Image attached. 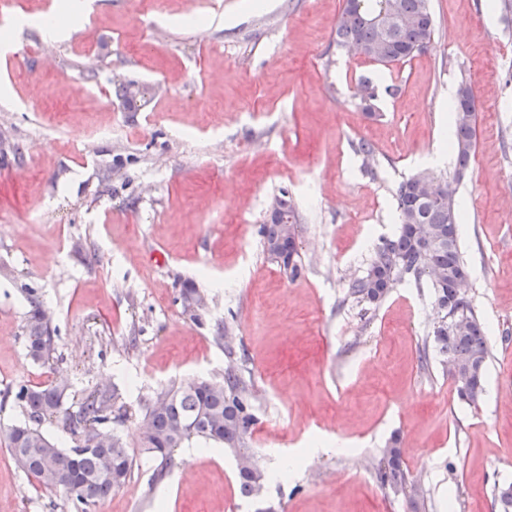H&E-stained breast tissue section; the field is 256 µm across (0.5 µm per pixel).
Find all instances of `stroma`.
<instances>
[{
    "label": "stroma",
    "instance_id": "35a3bbf8",
    "mask_svg": "<svg viewBox=\"0 0 512 512\" xmlns=\"http://www.w3.org/2000/svg\"><path fill=\"white\" fill-rule=\"evenodd\" d=\"M504 0H429L432 47L384 67L337 49L345 0H94L68 39L30 26L0 58V427L23 422L20 381L105 385L141 410L185 379L224 380L223 331L247 361L266 473L241 495L230 450L188 449L157 486L139 418L116 425L134 457L94 512H410L373 465L399 435L426 512H499L512 485V9ZM377 79L373 112L361 104ZM468 80L475 150L456 184L468 295L491 356L485 393L457 401L437 352L429 282H405L375 309L347 299L396 190L434 161ZM147 90L134 108L128 83ZM367 141L371 157L353 145ZM288 193L305 265L289 280L259 228ZM205 295L185 311L187 284ZM55 331L51 364L27 355V289ZM324 447L306 457L315 441ZM345 451H337V442ZM0 512H74L39 488L0 442Z\"/></svg>",
    "mask_w": 512,
    "mask_h": 512
}]
</instances>
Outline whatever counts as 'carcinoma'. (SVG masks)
I'll return each mask as SVG.
<instances>
[{
  "label": "carcinoma",
  "mask_w": 512,
  "mask_h": 512,
  "mask_svg": "<svg viewBox=\"0 0 512 512\" xmlns=\"http://www.w3.org/2000/svg\"><path fill=\"white\" fill-rule=\"evenodd\" d=\"M347 0L335 24L336 47L355 48L361 56L382 66L405 62L427 51L435 34V19L428 0ZM392 13L396 21L381 27L370 17ZM453 129L449 149L455 157V176L467 170L474 145L477 100L472 86L461 80L450 107ZM439 182L436 196L424 186ZM450 182L433 173H420L401 182L396 191V233L376 245L363 274L347 284L348 296L378 305L399 283L429 280L434 293L438 322L432 342L443 363L455 365L457 397L477 405L485 392V370L491 350L486 329L467 291L469 268L458 242V214ZM275 211L260 226L267 257L278 262L288 278L298 279L304 267L298 252L299 215L287 193L273 202ZM30 310L25 324L27 351L35 363L46 364L55 353L50 322L38 293L28 289ZM224 383L187 380L172 383L144 404L140 448L159 461L156 477L164 476L177 448H190L196 441L231 449L236 456V480L244 496H257L265 484V471L250 448L258 418L251 402L249 384L242 375L246 354L224 347ZM65 386L50 383L30 387L19 384L14 398L25 412L21 425L0 429L17 467L28 479L50 491L65 494L75 512L91 508L108 498L126 481L133 456L112 425L128 417L125 405L117 404L116 391L96 387L84 391L75 407L65 406ZM49 423L73 438L61 449L41 426ZM379 487L408 495L412 509L417 483L410 477L393 436L374 466Z\"/></svg>",
  "instance_id": "obj_1"
}]
</instances>
